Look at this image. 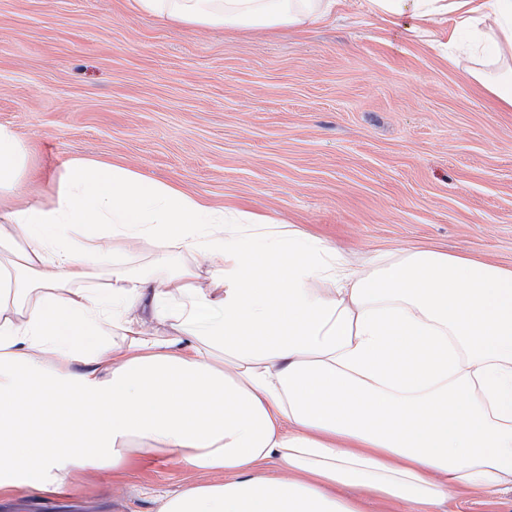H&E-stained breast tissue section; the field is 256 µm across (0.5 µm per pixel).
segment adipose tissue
Masks as SVG:
<instances>
[{
	"mask_svg": "<svg viewBox=\"0 0 512 512\" xmlns=\"http://www.w3.org/2000/svg\"><path fill=\"white\" fill-rule=\"evenodd\" d=\"M340 0H133L176 26L275 30ZM416 30L453 21L470 75L512 110V0H367ZM31 151L0 127V494L75 493L78 473L179 457L221 474L160 512H407L512 485V268L433 248L348 265L319 238L102 160L25 199ZM152 266H127L139 242ZM183 252L208 266L173 264ZM112 283L90 288L93 270ZM208 287H200V277ZM149 308L167 338L145 329ZM281 475H262L264 466ZM336 493L349 500H362L361 506L365 512H402L398 503L383 497L352 490H336Z\"/></svg>",
	"mask_w": 512,
	"mask_h": 512,
	"instance_id": "ef3b65f1",
	"label": "adipose tissue"
}]
</instances>
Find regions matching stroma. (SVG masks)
Listing matches in <instances>:
<instances>
[{
    "label": "stroma",
    "instance_id": "stroma-1",
    "mask_svg": "<svg viewBox=\"0 0 512 512\" xmlns=\"http://www.w3.org/2000/svg\"><path fill=\"white\" fill-rule=\"evenodd\" d=\"M129 0H0V126L52 193L101 159L292 224L353 261L408 247L512 268V112L432 40L345 0L302 29H172ZM173 456L81 478L74 500L20 493L0 512H158L215 482ZM446 512H512V487L457 488Z\"/></svg>",
    "mask_w": 512,
    "mask_h": 512
}]
</instances>
